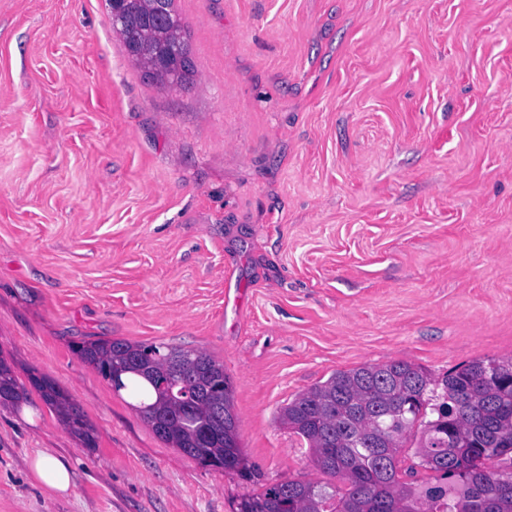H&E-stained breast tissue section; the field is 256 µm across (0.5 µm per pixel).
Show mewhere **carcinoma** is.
Masks as SVG:
<instances>
[{
  "mask_svg": "<svg viewBox=\"0 0 512 512\" xmlns=\"http://www.w3.org/2000/svg\"><path fill=\"white\" fill-rule=\"evenodd\" d=\"M120 2L113 30L145 78L160 88L191 85L194 63L164 62L172 52L190 56L174 0ZM76 352L116 381L115 391H132V409L170 447L203 466L255 478L223 363L196 349L112 338L85 341ZM32 383L59 420L95 447L78 404L42 378ZM22 400L0 360V404ZM277 421L344 487L275 483L242 497L236 512H512V361L475 359L439 382L404 361L336 370L282 407ZM411 436L419 465L438 473L436 482H418L412 466L399 475L397 454Z\"/></svg>",
  "mask_w": 512,
  "mask_h": 512,
  "instance_id": "cac0c4a2",
  "label": "carcinoma"
}]
</instances>
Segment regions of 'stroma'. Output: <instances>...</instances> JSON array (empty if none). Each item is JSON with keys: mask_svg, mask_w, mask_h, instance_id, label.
I'll return each instance as SVG.
<instances>
[{"mask_svg": "<svg viewBox=\"0 0 512 512\" xmlns=\"http://www.w3.org/2000/svg\"><path fill=\"white\" fill-rule=\"evenodd\" d=\"M144 80L105 0H0V512H234L322 480L276 420L339 369L512 360V0H174ZM224 365L260 482L171 448L75 351ZM68 394L84 447L31 386ZM69 461L47 493L37 450ZM23 400V393L10 367L0 360V404L17 405ZM36 480L54 495H67L73 484V470L69 463L50 453H39L30 462Z\"/></svg>", "mask_w": 512, "mask_h": 512, "instance_id": "1", "label": "stroma"}]
</instances>
